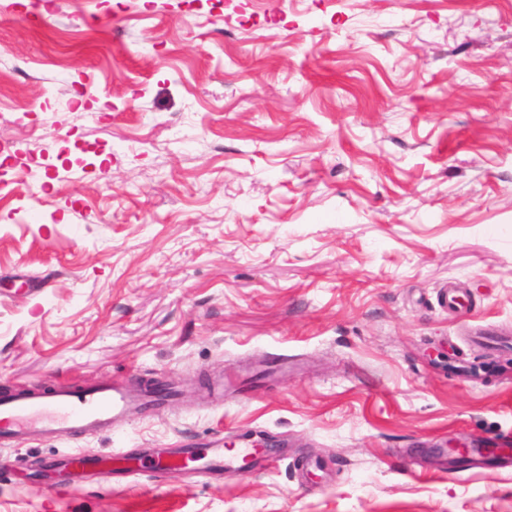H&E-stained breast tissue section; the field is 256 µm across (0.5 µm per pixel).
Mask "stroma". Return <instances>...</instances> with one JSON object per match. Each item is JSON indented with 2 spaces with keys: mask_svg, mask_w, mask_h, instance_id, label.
Masks as SVG:
<instances>
[{
  "mask_svg": "<svg viewBox=\"0 0 512 512\" xmlns=\"http://www.w3.org/2000/svg\"><path fill=\"white\" fill-rule=\"evenodd\" d=\"M503 354L512 0H0V398L184 387L0 447V512H512L511 454H433L512 436ZM255 434L276 467L41 475ZM118 466L113 468V463ZM143 463L137 458H130L125 453H115L106 456L92 457L82 453H72L52 457L44 461V467L50 475L64 472L72 480L84 477L88 470L104 473L114 477L126 478L139 475Z\"/></svg>",
  "mask_w": 512,
  "mask_h": 512,
  "instance_id": "35a3bbf8",
  "label": "stroma"
}]
</instances>
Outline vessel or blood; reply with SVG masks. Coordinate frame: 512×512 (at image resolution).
Instances as JSON below:
<instances>
[{
  "mask_svg": "<svg viewBox=\"0 0 512 512\" xmlns=\"http://www.w3.org/2000/svg\"><path fill=\"white\" fill-rule=\"evenodd\" d=\"M156 407L153 394L124 381L83 386L62 384L48 394L21 390L0 400V443L17 445L29 435L56 438L71 433H107L125 420ZM145 458L157 474L190 462L202 463L215 472L236 463L235 457L225 456L218 444L202 453L193 448H149L144 452ZM141 461L123 453L99 457L72 453L47 459L44 466L49 474L63 472L73 480L83 478L90 470L126 478L140 474Z\"/></svg>",
  "mask_w": 512,
  "mask_h": 512,
  "instance_id": "obj_1",
  "label": "vessel or blood"
}]
</instances>
